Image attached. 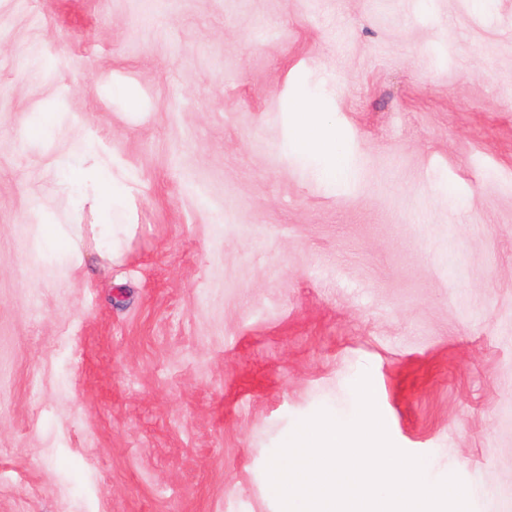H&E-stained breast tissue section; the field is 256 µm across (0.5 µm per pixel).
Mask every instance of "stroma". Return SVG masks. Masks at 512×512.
I'll list each match as a JSON object with an SVG mask.
<instances>
[{
    "label": "stroma",
    "mask_w": 512,
    "mask_h": 512,
    "mask_svg": "<svg viewBox=\"0 0 512 512\" xmlns=\"http://www.w3.org/2000/svg\"><path fill=\"white\" fill-rule=\"evenodd\" d=\"M302 90L355 180L285 150ZM55 108L141 185L121 263L53 277ZM365 373L512 512V0H0V512H279L271 455Z\"/></svg>",
    "instance_id": "obj_1"
}]
</instances>
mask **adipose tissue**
I'll use <instances>...</instances> for the list:
<instances>
[{
	"instance_id": "ef3b65f1",
	"label": "adipose tissue",
	"mask_w": 512,
	"mask_h": 512,
	"mask_svg": "<svg viewBox=\"0 0 512 512\" xmlns=\"http://www.w3.org/2000/svg\"><path fill=\"white\" fill-rule=\"evenodd\" d=\"M286 145L296 154L317 161L318 174L323 180L346 182L355 177L335 122L306 94H298L288 103ZM49 164L74 209L91 206L97 222L89 228L78 221L64 223L54 219L44 206H37L28 223V260L61 271L81 269L84 233L89 230L94 234L100 255L110 262H118L134 227L113 223L111 214L114 208L127 206L138 187L137 179L126 170L118 155L91 135L53 150Z\"/></svg>"
}]
</instances>
